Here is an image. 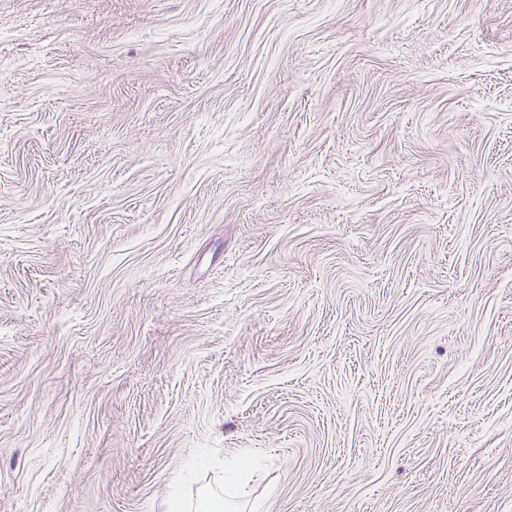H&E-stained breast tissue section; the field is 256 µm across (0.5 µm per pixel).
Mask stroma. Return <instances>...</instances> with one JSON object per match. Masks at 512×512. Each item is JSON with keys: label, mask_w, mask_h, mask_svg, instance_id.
<instances>
[{"label": "stroma", "mask_w": 512, "mask_h": 512, "mask_svg": "<svg viewBox=\"0 0 512 512\" xmlns=\"http://www.w3.org/2000/svg\"><path fill=\"white\" fill-rule=\"evenodd\" d=\"M175 490L512 512V0H0V512Z\"/></svg>", "instance_id": "stroma-1"}]
</instances>
